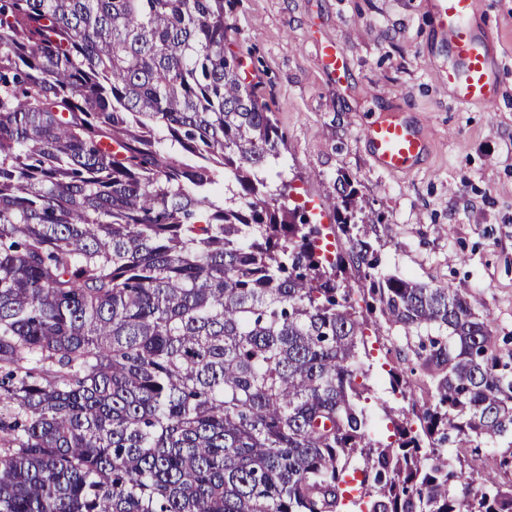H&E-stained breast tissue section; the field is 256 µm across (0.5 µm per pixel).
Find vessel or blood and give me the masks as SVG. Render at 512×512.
<instances>
[{"mask_svg":"<svg viewBox=\"0 0 512 512\" xmlns=\"http://www.w3.org/2000/svg\"><path fill=\"white\" fill-rule=\"evenodd\" d=\"M473 10V0H435V23L455 58L446 79L456 101L466 106L492 101L498 93L486 39L471 23ZM364 135L376 165L392 174L411 171L428 151L418 125L403 114L376 119Z\"/></svg>","mask_w":512,"mask_h":512,"instance_id":"vessel-or-blood-1","label":"vessel or blood"}]
</instances>
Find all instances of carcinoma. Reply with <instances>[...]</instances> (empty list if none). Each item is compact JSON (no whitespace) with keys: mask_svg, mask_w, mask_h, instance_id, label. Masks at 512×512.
I'll use <instances>...</instances> for the list:
<instances>
[{"mask_svg":"<svg viewBox=\"0 0 512 512\" xmlns=\"http://www.w3.org/2000/svg\"><path fill=\"white\" fill-rule=\"evenodd\" d=\"M233 2L0 0V512H512L490 319L379 274L343 177L327 258ZM347 265L430 391L387 442Z\"/></svg>","mask_w":512,"mask_h":512,"instance_id":"obj_1","label":"carcinoma"}]
</instances>
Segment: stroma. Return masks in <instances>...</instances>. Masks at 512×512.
I'll return each instance as SVG.
<instances>
[{
    "instance_id": "1",
    "label": "stroma",
    "mask_w": 512,
    "mask_h": 512,
    "mask_svg": "<svg viewBox=\"0 0 512 512\" xmlns=\"http://www.w3.org/2000/svg\"><path fill=\"white\" fill-rule=\"evenodd\" d=\"M501 71L487 105H459L444 75L452 62L432 0H236L228 16L243 76L259 82L287 140L293 204L320 225L331 252L351 243L324 199L348 178L357 203L384 216L371 242L380 267L467 297L488 315L502 356L512 355V0H475ZM340 49L345 76L321 50ZM402 112L429 151L409 172L380 171L364 138L368 122ZM368 410L402 406L389 373L417 364L404 338L368 327Z\"/></svg>"
}]
</instances>
